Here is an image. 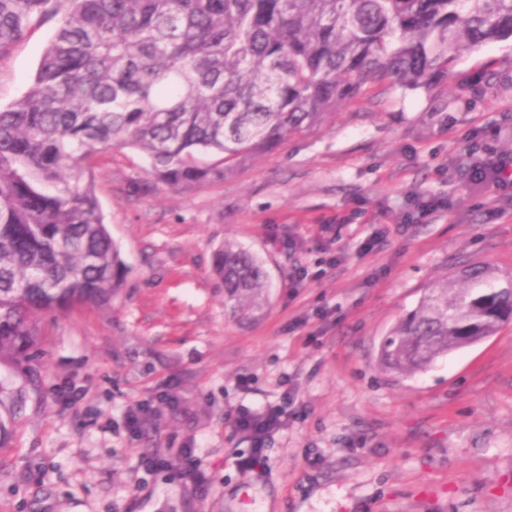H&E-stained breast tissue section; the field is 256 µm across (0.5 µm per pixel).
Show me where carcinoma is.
I'll use <instances>...</instances> for the list:
<instances>
[{"label":"carcinoma","mask_w":512,"mask_h":512,"mask_svg":"<svg viewBox=\"0 0 512 512\" xmlns=\"http://www.w3.org/2000/svg\"><path fill=\"white\" fill-rule=\"evenodd\" d=\"M57 20L25 95L0 108V363L31 355L38 319L109 308L126 266L92 183L132 148L170 187L321 128L379 84L429 89L465 53L512 38V0H0V62ZM214 270L234 313L261 310L264 263L233 242ZM512 320V276L434 279L380 344L408 378Z\"/></svg>","instance_id":"obj_1"}]
</instances>
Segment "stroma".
<instances>
[{"mask_svg":"<svg viewBox=\"0 0 512 512\" xmlns=\"http://www.w3.org/2000/svg\"><path fill=\"white\" fill-rule=\"evenodd\" d=\"M55 29L0 64V106ZM475 141L512 154L510 39L432 90L374 88L217 181L146 191L139 152L103 157L94 187L125 282L110 309L45 316L37 355L0 365V512H512V322L409 379L377 366L434 278L512 276V190L469 181ZM227 240L267 270L256 320L233 316L213 270ZM147 400L154 416L130 431ZM282 402L263 447L234 431L240 411ZM186 448L201 487L175 461ZM157 453L170 465L146 467Z\"/></svg>","mask_w":512,"mask_h":512,"instance_id":"stroma-1","label":"stroma"}]
</instances>
